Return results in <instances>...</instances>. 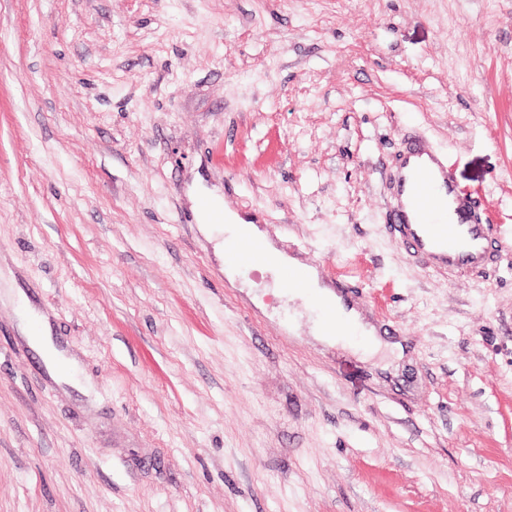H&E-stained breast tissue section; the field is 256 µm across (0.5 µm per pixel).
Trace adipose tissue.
Wrapping results in <instances>:
<instances>
[{
  "label": "adipose tissue",
  "mask_w": 512,
  "mask_h": 512,
  "mask_svg": "<svg viewBox=\"0 0 512 512\" xmlns=\"http://www.w3.org/2000/svg\"><path fill=\"white\" fill-rule=\"evenodd\" d=\"M188 197L195 213L196 220L206 235H213L214 227L218 224H229L237 237H248L260 241L264 246L265 258L263 268L285 271L288 269L303 270L306 276L304 296L311 300L330 305L340 322L339 327H323L319 330L321 340L327 342H342L347 340L349 332L359 335L357 346L363 351L370 352L380 347L381 339L374 326L365 322L361 314L352 307L346 306L342 299L328 286L322 284L314 268L302 267L300 262L286 256L277 249L268 234L261 230L254 221L241 217L237 212L225 207L224 198L217 191L204 187L201 177H194L188 190Z\"/></svg>",
  "instance_id": "1"
}]
</instances>
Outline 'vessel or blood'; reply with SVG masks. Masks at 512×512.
<instances>
[{
  "label": "vessel or blood",
  "mask_w": 512,
  "mask_h": 512,
  "mask_svg": "<svg viewBox=\"0 0 512 512\" xmlns=\"http://www.w3.org/2000/svg\"><path fill=\"white\" fill-rule=\"evenodd\" d=\"M387 183L388 228L408 260L454 277L494 266L499 226L482 219L477 201L460 190L423 136L405 141Z\"/></svg>",
  "instance_id": "1"
}]
</instances>
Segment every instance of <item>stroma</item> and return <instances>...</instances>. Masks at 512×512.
Here are the masks:
<instances>
[{"instance_id": "stroma-1", "label": "stroma", "mask_w": 512, "mask_h": 512, "mask_svg": "<svg viewBox=\"0 0 512 512\" xmlns=\"http://www.w3.org/2000/svg\"><path fill=\"white\" fill-rule=\"evenodd\" d=\"M411 133L495 269L391 239ZM197 173L401 350L227 277ZM0 512H512V0H0ZM32 328L30 329L31 340L40 348L46 350L51 355L57 373L63 379L65 377L64 370L72 369L76 366V362L71 358H64L62 353L58 351L52 341L49 323L46 317L35 315L33 321L29 320ZM35 325L36 331L33 330ZM61 361L64 363L61 364Z\"/></svg>"}]
</instances>
